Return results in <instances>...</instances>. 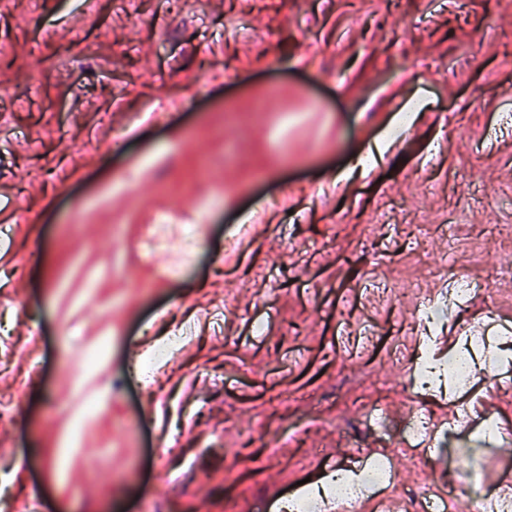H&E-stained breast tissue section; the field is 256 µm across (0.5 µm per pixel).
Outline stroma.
Segmentation results:
<instances>
[{
	"label": "stroma",
	"mask_w": 512,
	"mask_h": 512,
	"mask_svg": "<svg viewBox=\"0 0 512 512\" xmlns=\"http://www.w3.org/2000/svg\"><path fill=\"white\" fill-rule=\"evenodd\" d=\"M512 0H0V497L8 512H264L276 487L314 477V451L378 455L358 416L392 425L420 340L417 298L444 285L449 245L491 290L498 371L442 380L437 429L394 460L398 491L461 498L512 435L445 436L479 395L498 426L512 397ZM171 226L146 236L159 214ZM416 221L405 241L390 224ZM266 224L235 265L224 240ZM178 224H199L196 241ZM40 263L28 261L31 251ZM379 283L400 295H372ZM233 319L231 330L217 318ZM195 334L165 372L72 430L70 367L110 334L106 380L130 346L172 324ZM73 331L60 344L56 328ZM369 352L343 358L366 326ZM402 341L405 356L390 348ZM278 437L282 465L264 464ZM169 447L164 461L149 451ZM167 496L148 507L145 486Z\"/></svg>",
	"instance_id": "35a3bbf8"
}]
</instances>
